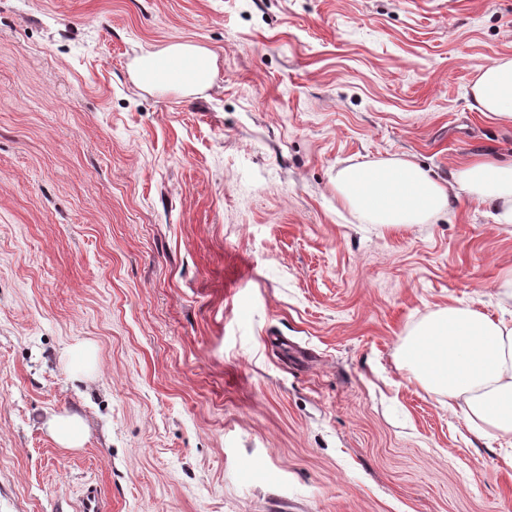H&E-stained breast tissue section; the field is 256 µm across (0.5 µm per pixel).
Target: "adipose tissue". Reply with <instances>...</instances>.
Returning <instances> with one entry per match:
<instances>
[{"instance_id":"obj_1","label":"adipose tissue","mask_w":512,"mask_h":512,"mask_svg":"<svg viewBox=\"0 0 512 512\" xmlns=\"http://www.w3.org/2000/svg\"><path fill=\"white\" fill-rule=\"evenodd\" d=\"M216 59L207 48L173 43L139 55L133 80L145 90L202 91L215 80ZM471 94L487 120L512 126V59L482 67ZM332 185L344 205L389 229L424 223L464 195L512 221V158L479 157L440 180L413 157H392L345 166ZM395 363L461 409L478 438L512 443V320L470 305L438 308L416 325Z\"/></svg>"}]
</instances>
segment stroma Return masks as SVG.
<instances>
[{
  "label": "stroma",
  "instance_id": "stroma-1",
  "mask_svg": "<svg viewBox=\"0 0 512 512\" xmlns=\"http://www.w3.org/2000/svg\"><path fill=\"white\" fill-rule=\"evenodd\" d=\"M175 42L213 86L139 89ZM502 58L512 0H0V512H512L505 441L394 361L437 308L512 312V223L386 229L332 188L512 158L471 107ZM48 429L59 445L75 449L83 446L87 425L77 414L57 415L48 421ZM70 509H72L74 512L111 511L108 504L104 501L100 490L94 485H91L87 488L84 496L77 505H74L71 502H65V505H63V503L60 502L59 508L57 510L60 512H71Z\"/></svg>",
  "mask_w": 512,
  "mask_h": 512
}]
</instances>
